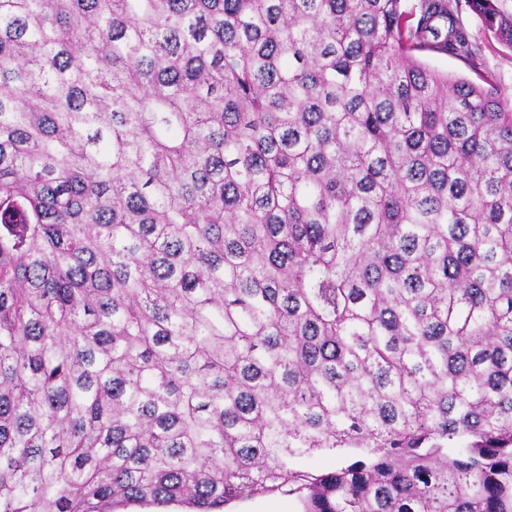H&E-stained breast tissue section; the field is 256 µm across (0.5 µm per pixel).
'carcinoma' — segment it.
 Segmentation results:
<instances>
[{
  "label": "carcinoma",
  "instance_id": "cac0c4a2",
  "mask_svg": "<svg viewBox=\"0 0 512 512\" xmlns=\"http://www.w3.org/2000/svg\"><path fill=\"white\" fill-rule=\"evenodd\" d=\"M479 56L460 0H0V512H512ZM425 62L431 67L445 71L467 76L473 80H477V76L473 73L463 62L444 55H435L432 57L424 58ZM265 510L302 512L303 508L296 496L276 493L229 504L224 512H262Z\"/></svg>",
  "mask_w": 512,
  "mask_h": 512
}]
</instances>
